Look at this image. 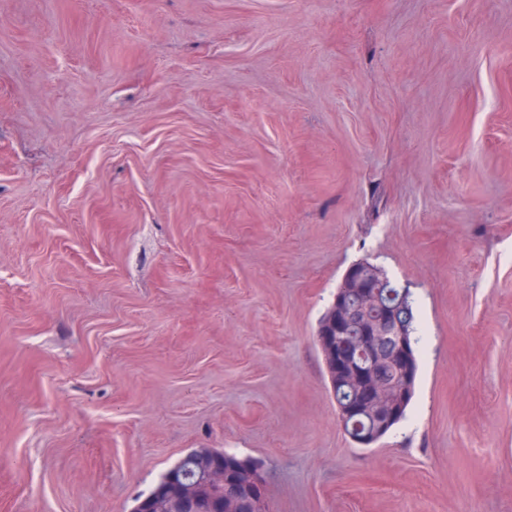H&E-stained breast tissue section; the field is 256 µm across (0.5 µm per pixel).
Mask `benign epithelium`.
<instances>
[{
	"mask_svg": "<svg viewBox=\"0 0 512 512\" xmlns=\"http://www.w3.org/2000/svg\"><path fill=\"white\" fill-rule=\"evenodd\" d=\"M386 287L382 272L351 266L316 333L328 376L358 385V397L344 401L339 419L363 445L395 417L394 395L405 397L414 378L400 300ZM230 459L223 452L187 454L136 512H264L257 470L232 468Z\"/></svg>",
	"mask_w": 512,
	"mask_h": 512,
	"instance_id": "obj_1",
	"label": "benign epithelium"
}]
</instances>
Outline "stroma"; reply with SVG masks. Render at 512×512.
Returning a JSON list of instances; mask_svg holds the SVG:
<instances>
[{
  "label": "stroma",
  "instance_id": "1",
  "mask_svg": "<svg viewBox=\"0 0 512 512\" xmlns=\"http://www.w3.org/2000/svg\"><path fill=\"white\" fill-rule=\"evenodd\" d=\"M410 289L374 445L316 343ZM266 512H512V0H0V512H134L186 454Z\"/></svg>",
  "mask_w": 512,
  "mask_h": 512
}]
</instances>
